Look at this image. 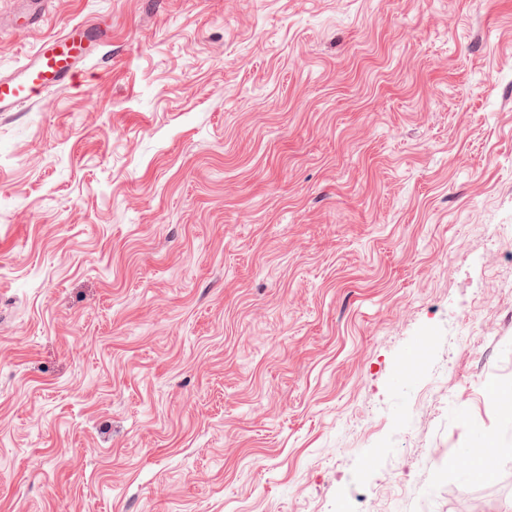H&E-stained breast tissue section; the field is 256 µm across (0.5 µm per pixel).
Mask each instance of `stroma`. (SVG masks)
Instances as JSON below:
<instances>
[{
    "mask_svg": "<svg viewBox=\"0 0 512 512\" xmlns=\"http://www.w3.org/2000/svg\"><path fill=\"white\" fill-rule=\"evenodd\" d=\"M79 21L0 112V512H512V0H0V75ZM86 22L70 25L40 45L13 74L0 76V112H15L42 93L67 85L91 53L83 44ZM495 447L494 437L487 435L483 440L482 451L472 457L468 456L467 462L474 477L484 478L491 473V461L497 449Z\"/></svg>",
    "mask_w": 512,
    "mask_h": 512,
    "instance_id": "1",
    "label": "stroma"
}]
</instances>
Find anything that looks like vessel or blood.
Here are the masks:
<instances>
[{"mask_svg": "<svg viewBox=\"0 0 512 512\" xmlns=\"http://www.w3.org/2000/svg\"><path fill=\"white\" fill-rule=\"evenodd\" d=\"M86 23L69 26L40 45L13 74L0 76V112H13L42 93L69 84L90 58L82 36Z\"/></svg>", "mask_w": 512, "mask_h": 512, "instance_id": "obj_1", "label": "vessel or blood"}]
</instances>
